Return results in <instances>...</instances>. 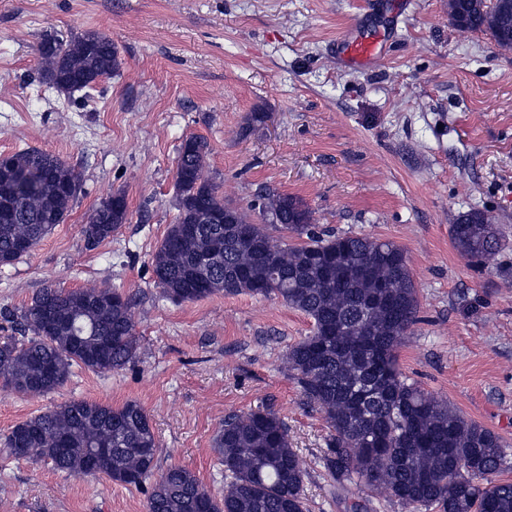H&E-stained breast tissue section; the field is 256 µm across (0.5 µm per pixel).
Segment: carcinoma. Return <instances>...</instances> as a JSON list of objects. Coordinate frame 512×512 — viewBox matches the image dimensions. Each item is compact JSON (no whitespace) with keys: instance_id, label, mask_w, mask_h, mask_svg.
Wrapping results in <instances>:
<instances>
[{"instance_id":"1","label":"carcinoma","mask_w":512,"mask_h":512,"mask_svg":"<svg viewBox=\"0 0 512 512\" xmlns=\"http://www.w3.org/2000/svg\"><path fill=\"white\" fill-rule=\"evenodd\" d=\"M449 17L461 31L487 32L512 50L509 0H451ZM42 75L70 95L91 89L120 68L106 35L87 31L44 36L37 48ZM207 142L185 139L176 160L175 223L152 257L155 284L173 302L223 292L275 296L313 320L312 335L292 346L286 362L306 400L329 428L323 464L339 483L364 486L407 507L429 512H512V482L496 479L507 449L492 430L408 381L397 350L417 322L419 302L402 249L391 241L315 230L312 212L296 196L260 187L236 223L201 224L207 211L226 205L206 170ZM0 264L23 256L66 221L81 179L58 156L24 149L0 168ZM125 196L103 199L82 228L87 247L112 238L125 223ZM291 232L287 243L271 231ZM459 256L483 266L501 248L494 218L471 209L451 225ZM213 258L199 271V257ZM102 285L62 291L44 285L16 318L27 340L0 344V386L42 396L62 387L73 365L97 373L129 364L138 349L132 299ZM57 320L47 329L49 303ZM110 443L98 467L112 481L141 486L155 475L158 443L148 414L135 401L112 407L69 400L16 424L4 435L11 454L49 462L76 476L89 473L90 455ZM224 467V497L217 500L191 470L158 474L147 512H306L305 473L288 429L272 410L224 420L215 438Z\"/></svg>"}]
</instances>
